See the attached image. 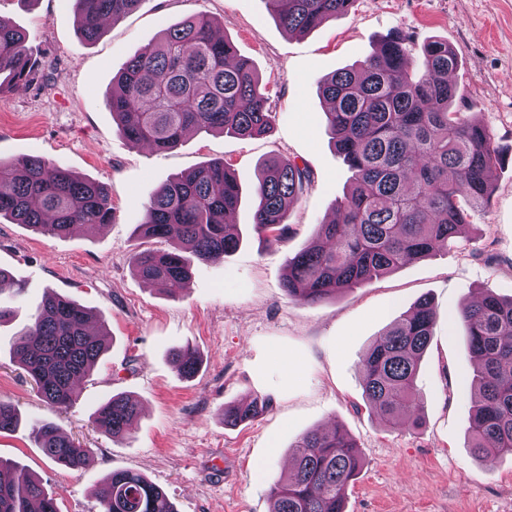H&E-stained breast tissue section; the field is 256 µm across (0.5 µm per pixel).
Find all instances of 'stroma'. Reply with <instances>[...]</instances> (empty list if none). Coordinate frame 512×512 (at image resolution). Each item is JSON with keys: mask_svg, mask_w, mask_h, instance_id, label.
Segmentation results:
<instances>
[{"mask_svg": "<svg viewBox=\"0 0 512 512\" xmlns=\"http://www.w3.org/2000/svg\"><path fill=\"white\" fill-rule=\"evenodd\" d=\"M199 13L258 74L270 132H196L165 152L128 142L107 106L113 78L163 30ZM0 18L26 30L36 63L33 83L0 93V162L41 156L103 183L112 201L110 224L64 237L0 219V267L23 287L0 293L14 310L0 325V397L21 414L19 429L0 436L1 457L34 474L60 512H99L95 492L115 470L146 475L176 512H271L270 487L287 473L292 445L308 431L337 427L364 461L346 512H512V457L479 460L468 448L477 366L456 316L483 290L512 297V0H355L347 14L304 33L278 23L267 0H142L92 42L70 0H0ZM393 33L408 39L414 69L430 41L457 53V109L488 125L503 151L492 197L457 247L299 303L282 288L286 260L314 241L353 181L331 143L320 84ZM272 156L308 168L311 182L289 211L286 242L269 247L253 215L260 168ZM215 160L229 164L241 187L231 218L240 245L195 263L171 298L130 265L135 246L165 250L168 242L140 241L134 231L158 185ZM49 291L87 307L94 327L110 333L108 351L63 410L40 399L12 355L15 333ZM423 297L435 325L418 380L421 425L393 428L368 408L360 362ZM179 346L200 357L193 377L180 376L169 358ZM120 392L139 400L141 413L129 435L114 440L91 417ZM253 398L265 403L258 416L225 424L226 406ZM38 421L89 448L87 465L69 470L46 460L29 438Z\"/></svg>", "mask_w": 512, "mask_h": 512, "instance_id": "stroma-1", "label": "stroma"}]
</instances>
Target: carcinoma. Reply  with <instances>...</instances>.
Here are the masks:
<instances>
[{
  "instance_id": "carcinoma-1",
  "label": "carcinoma",
  "mask_w": 512,
  "mask_h": 512,
  "mask_svg": "<svg viewBox=\"0 0 512 512\" xmlns=\"http://www.w3.org/2000/svg\"><path fill=\"white\" fill-rule=\"evenodd\" d=\"M79 29L96 40L104 23L133 10L141 0H72ZM355 0H268L285 28L306 32L347 13ZM233 44L214 36L213 23L197 15L167 28L134 56L108 99L117 133L155 151L176 147L184 132H230L258 136L270 129L272 112L259 77L245 60L228 59ZM422 75L408 72L406 39L385 38L355 69L326 78L323 98L333 104L327 125L338 153L353 171V186L339 202L336 220L322 224L317 242L288 258L283 280L289 297L318 303L357 288L442 248L456 246L463 228L488 203L489 173L502 151L489 128L452 111L462 98L448 81L459 61L448 43L422 49ZM0 75L20 89L34 79L26 35L0 19ZM309 172L287 159L265 165L255 188L254 226L268 244L288 238V210L305 190ZM239 203V187L226 163H209L167 180L145 206L144 238L174 244L171 251L137 249L131 267L142 280L171 297L190 278L194 262L234 251L239 235L225 222ZM0 217L52 237L84 225L109 224L106 188L37 155L0 163ZM458 318L470 352L480 362L470 431L480 458L512 455V298L486 289L463 306ZM91 313L53 292L38 307L32 325L16 334L13 355L47 404L65 409L76 385L106 351V334L88 332ZM431 301L419 300L367 348L361 375L364 396L379 418L405 417L416 425L421 399L420 362L432 335ZM173 363L184 377L200 364L196 351L176 348ZM259 399L224 409L237 424L259 413ZM140 414L138 401L117 393L93 412L96 427L112 439L129 434ZM19 415L0 399V434L16 429ZM33 442L59 466L78 469L89 450L50 421L31 428ZM294 466L270 487L274 512H345L347 491L362 465L355 443L338 429L312 430L294 445ZM99 512H175L167 494L140 473L112 472L99 488ZM0 512H59L39 480L0 459Z\"/></svg>"
}]
</instances>
